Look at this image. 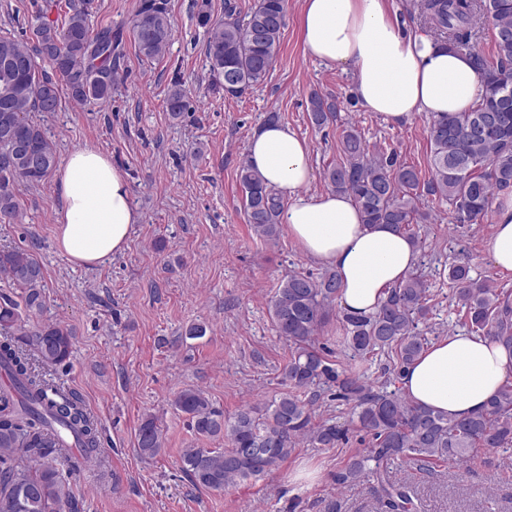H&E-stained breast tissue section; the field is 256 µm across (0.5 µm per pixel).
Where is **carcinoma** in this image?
Returning <instances> with one entry per match:
<instances>
[{"mask_svg":"<svg viewBox=\"0 0 512 512\" xmlns=\"http://www.w3.org/2000/svg\"><path fill=\"white\" fill-rule=\"evenodd\" d=\"M418 8L437 40L469 56L481 75L484 94L470 112H441L429 126L430 177L398 162L395 152L375 154L353 125L342 131L340 160L328 166L324 180L331 190L347 194L365 224H389L413 240L414 225L427 215L420 200H448L459 222L473 224L489 209L494 192L512 188V100L501 104L502 88L512 90V0H418ZM493 22L494 61L471 44L477 9ZM284 0H257L242 11L240 0H224V18L212 20L208 0H201L198 22L208 28L205 47L209 71L224 95L239 97L264 84L275 62L284 28ZM135 52L141 59L160 57L173 37L163 0H141L130 25ZM124 53L123 30L102 27L92 32L89 13L68 3L64 18L37 17L33 41L0 36V221L14 219L19 204L12 191L17 182L38 184L57 165V152L33 112H55L62 92L76 102L107 103L115 90ZM47 62L58 79L39 72ZM189 106L182 84H172L166 110L178 120ZM336 96L314 91L308 116L313 126L337 122ZM242 203L253 233L264 240L281 230L284 198L267 186L244 162L238 170ZM0 273L23 289L29 313L44 309V270L26 249H0ZM448 279L465 325L474 333L512 344V294L471 275L465 263L452 264ZM339 276L333 269L317 275L292 272L272 296L269 312L279 335L292 346L283 380L288 391L263 406L239 410L233 417L215 407L201 390L186 388L173 400L189 418L195 434L209 439L227 436L229 448H185L182 470L196 487L221 491L240 482L258 481L279 466L303 440L334 448L347 439L348 429L331 420L313 423L317 398L302 394L329 383L354 403L358 430L368 446L351 455L336 472V485L346 486L365 475L376 478L384 512H411L407 485L385 477L384 465L408 466L470 460L477 448L512 445V384H505L473 417L451 419L413 404L400 389L376 392L362 380L361 362L383 352L404 370L428 347L419 329L430 312L428 288L418 271L389 289L378 311L358 317L343 313L346 342L355 363L338 370L315 343V332L326 324L339 299ZM18 304L0 303V374L9 382L0 391V512H79L78 503L60 467L74 474L98 453L94 419L74 398L53 400L48 383L33 370L31 355L47 366L64 363L72 353L71 332L48 324L36 330L18 328ZM144 459L160 454L163 429L147 414L135 435Z\"/></svg>","mask_w":512,"mask_h":512,"instance_id":"1","label":"carcinoma"}]
</instances>
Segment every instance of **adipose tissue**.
Here are the masks:
<instances>
[{
  "label": "adipose tissue",
  "instance_id": "ef3b65f1",
  "mask_svg": "<svg viewBox=\"0 0 512 512\" xmlns=\"http://www.w3.org/2000/svg\"><path fill=\"white\" fill-rule=\"evenodd\" d=\"M300 36L309 57L351 67L358 101L386 119L468 112L480 100L481 79L468 56L404 31L387 0H303ZM308 157L306 141L280 122L259 128L247 146L251 167L288 199L282 222L290 236L338 273L340 305L371 315L415 267L418 247L390 225L363 223L348 195L309 192ZM55 182L56 242L70 261L93 266L126 249L141 216L125 173L110 158L78 149L57 169ZM496 208L488 255L497 269L512 272V195L499 198ZM511 379L512 346L466 332L433 343L401 374L413 403L458 419L483 411Z\"/></svg>",
  "mask_w": 512,
  "mask_h": 512
}]
</instances>
